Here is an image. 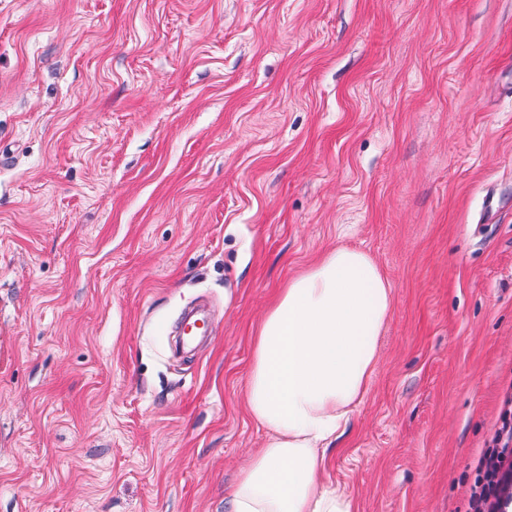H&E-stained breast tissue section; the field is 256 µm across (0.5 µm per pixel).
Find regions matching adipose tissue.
Returning a JSON list of instances; mask_svg holds the SVG:
<instances>
[{"label":"adipose tissue","mask_w":512,"mask_h":512,"mask_svg":"<svg viewBox=\"0 0 512 512\" xmlns=\"http://www.w3.org/2000/svg\"><path fill=\"white\" fill-rule=\"evenodd\" d=\"M392 302L374 260L347 246L280 289L253 339L245 385L266 441L238 470L227 512H355L323 460L368 393Z\"/></svg>","instance_id":"1"}]
</instances>
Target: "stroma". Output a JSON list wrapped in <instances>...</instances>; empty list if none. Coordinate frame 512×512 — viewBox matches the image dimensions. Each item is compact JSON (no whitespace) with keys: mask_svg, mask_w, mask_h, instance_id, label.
<instances>
[{"mask_svg":"<svg viewBox=\"0 0 512 512\" xmlns=\"http://www.w3.org/2000/svg\"><path fill=\"white\" fill-rule=\"evenodd\" d=\"M393 306L328 451L469 512L512 389V0H0V512H224L288 278Z\"/></svg>","mask_w":512,"mask_h":512,"instance_id":"obj_1","label":"stroma"}]
</instances>
